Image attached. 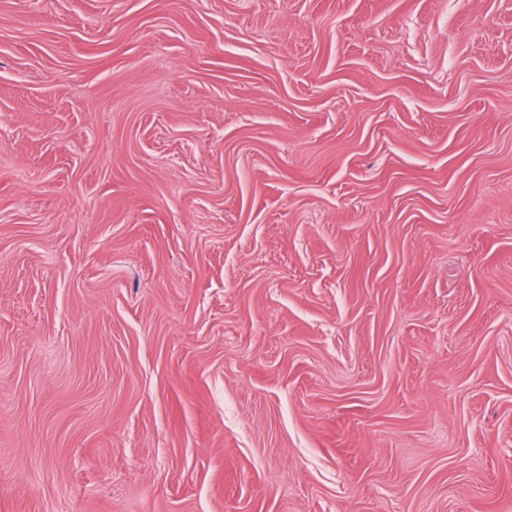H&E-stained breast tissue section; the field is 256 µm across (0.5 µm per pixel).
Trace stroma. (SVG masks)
Listing matches in <instances>:
<instances>
[{"mask_svg":"<svg viewBox=\"0 0 512 512\" xmlns=\"http://www.w3.org/2000/svg\"><path fill=\"white\" fill-rule=\"evenodd\" d=\"M0 512H512V0H0Z\"/></svg>","mask_w":512,"mask_h":512,"instance_id":"obj_1","label":"stroma"}]
</instances>
